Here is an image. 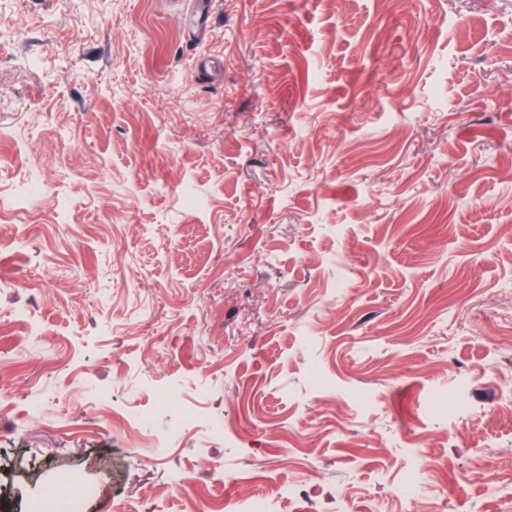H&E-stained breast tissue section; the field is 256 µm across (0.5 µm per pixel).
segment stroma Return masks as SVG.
Instances as JSON below:
<instances>
[{"mask_svg": "<svg viewBox=\"0 0 512 512\" xmlns=\"http://www.w3.org/2000/svg\"><path fill=\"white\" fill-rule=\"evenodd\" d=\"M0 360V512H512V0H0ZM440 468V463L434 459L426 462L418 461L407 466L401 478L389 485L390 496L404 503L412 501L418 494L423 476L427 473L437 472ZM300 493L293 492L289 488L281 489L275 496L255 498L248 492H243L236 497L224 501L221 511L226 512H278V499H293Z\"/></svg>", "mask_w": 512, "mask_h": 512, "instance_id": "1", "label": "stroma"}]
</instances>
